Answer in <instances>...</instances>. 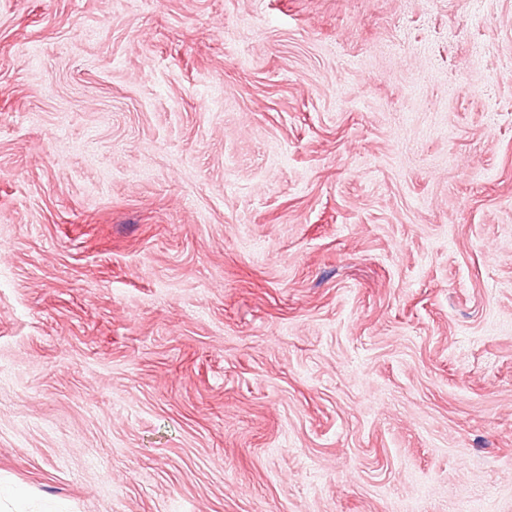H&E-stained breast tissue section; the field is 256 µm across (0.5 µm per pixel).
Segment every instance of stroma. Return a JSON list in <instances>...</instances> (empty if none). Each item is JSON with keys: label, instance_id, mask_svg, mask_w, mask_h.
Masks as SVG:
<instances>
[{"label": "stroma", "instance_id": "obj_1", "mask_svg": "<svg viewBox=\"0 0 512 512\" xmlns=\"http://www.w3.org/2000/svg\"><path fill=\"white\" fill-rule=\"evenodd\" d=\"M512 512V0H0V512Z\"/></svg>", "mask_w": 512, "mask_h": 512}]
</instances>
